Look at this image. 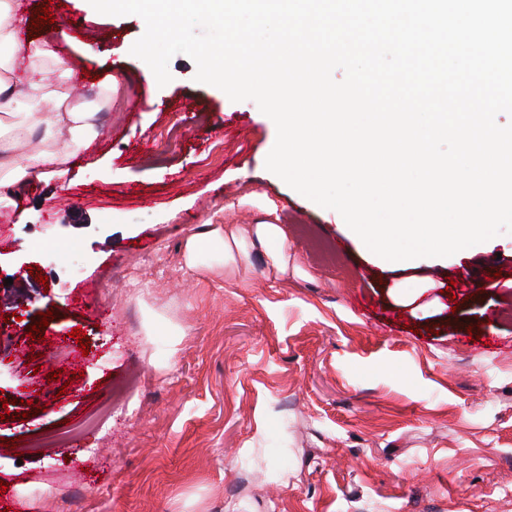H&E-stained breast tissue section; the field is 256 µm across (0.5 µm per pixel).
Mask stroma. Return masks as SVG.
<instances>
[{"instance_id":"stroma-1","label":"stroma","mask_w":512,"mask_h":512,"mask_svg":"<svg viewBox=\"0 0 512 512\" xmlns=\"http://www.w3.org/2000/svg\"><path fill=\"white\" fill-rule=\"evenodd\" d=\"M66 2L76 35L32 0L27 38L94 75L86 102L102 78L118 92L68 172L0 210V271L18 282L0 291V437L52 432L138 381L59 447L0 446V512H512V234L382 263L266 169L276 126L254 101L196 82L183 54L167 85L145 80L129 51L142 18ZM259 196L292 272L259 250L232 276L188 270L208 225L267 221ZM47 310L43 339L17 333ZM76 327L89 353L71 362L55 348Z\"/></svg>"}]
</instances>
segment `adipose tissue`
<instances>
[{"label": "adipose tissue", "instance_id": "obj_1", "mask_svg": "<svg viewBox=\"0 0 512 512\" xmlns=\"http://www.w3.org/2000/svg\"><path fill=\"white\" fill-rule=\"evenodd\" d=\"M19 0H0V208L17 207L16 187L35 177L63 176L97 137L96 115L72 102L70 73L49 41L20 42ZM267 250L275 275L288 272V249L279 225L213 226L190 237L189 269L231 276L253 247Z\"/></svg>", "mask_w": 512, "mask_h": 512}]
</instances>
